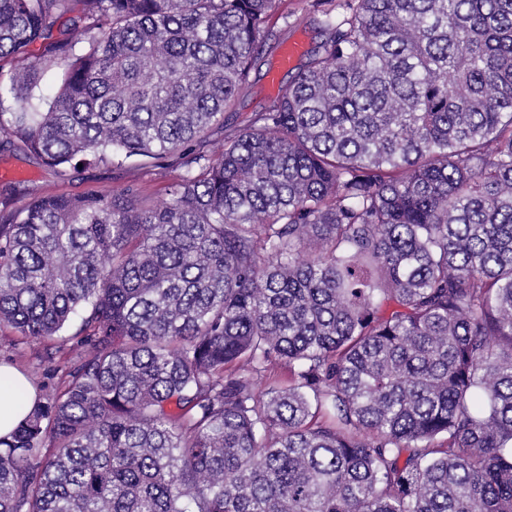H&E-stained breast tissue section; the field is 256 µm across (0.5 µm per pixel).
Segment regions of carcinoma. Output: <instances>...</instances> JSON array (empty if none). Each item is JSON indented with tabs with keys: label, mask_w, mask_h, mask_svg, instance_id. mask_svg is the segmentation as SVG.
I'll list each match as a JSON object with an SVG mask.
<instances>
[{
	"label": "carcinoma",
	"mask_w": 512,
	"mask_h": 512,
	"mask_svg": "<svg viewBox=\"0 0 512 512\" xmlns=\"http://www.w3.org/2000/svg\"><path fill=\"white\" fill-rule=\"evenodd\" d=\"M312 7L324 41L211 157L282 0H0V136L60 177L183 168L154 205L0 201V326L86 312L0 438V512H512V0Z\"/></svg>",
	"instance_id": "obj_1"
}]
</instances>
